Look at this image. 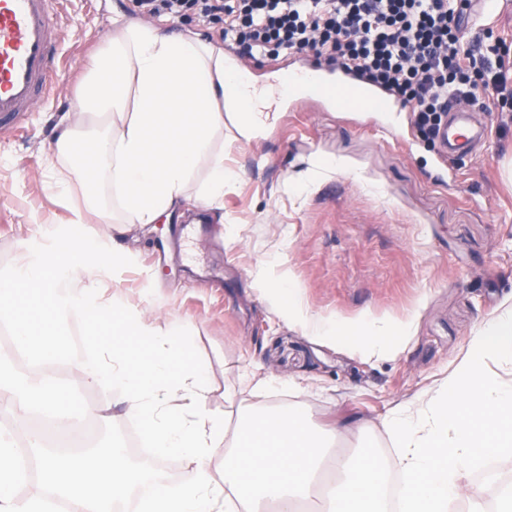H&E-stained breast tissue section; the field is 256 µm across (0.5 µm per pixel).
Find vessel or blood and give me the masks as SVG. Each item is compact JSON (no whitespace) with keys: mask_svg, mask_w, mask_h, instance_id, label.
<instances>
[{"mask_svg":"<svg viewBox=\"0 0 512 512\" xmlns=\"http://www.w3.org/2000/svg\"><path fill=\"white\" fill-rule=\"evenodd\" d=\"M60 0H0V129H17L26 112L47 103L54 95L60 63L58 31L54 25ZM327 96L348 87L343 69L326 73L316 68L306 73ZM353 110L401 111L400 103L377 89H360ZM488 128L476 124L466 106L453 108L437 135V146L455 158L472 141L487 138Z\"/></svg>","mask_w":512,"mask_h":512,"instance_id":"1","label":"vessel or blood"}]
</instances>
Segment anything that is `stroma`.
Masks as SVG:
<instances>
[{"mask_svg": "<svg viewBox=\"0 0 512 512\" xmlns=\"http://www.w3.org/2000/svg\"><path fill=\"white\" fill-rule=\"evenodd\" d=\"M139 19L131 0H64L58 34L57 94L25 117V132H0V269L22 251L42 250L67 227L87 185L69 197L45 182L48 155L78 90L82 62L112 33V17ZM279 112L264 136L246 140L224 125V214L134 225L104 241L130 255L112 273V292L133 312L152 309L157 327L173 315L191 326L198 363L208 373V407L234 427L240 409L300 407L313 427L360 425L366 444L391 457L383 427L453 371L482 324L512 297V112H490L486 142L437 170V147L418 134L411 113L339 112L312 102ZM289 277L302 306L320 318L412 319L398 355L367 360L356 349L307 335L274 312L268 290ZM44 373L72 388L79 408L106 422L102 446L125 443L133 416L118 395L71 384L66 360ZM276 386L256 396L258 378Z\"/></svg>", "mask_w": 512, "mask_h": 512, "instance_id": "1", "label": "stroma"}]
</instances>
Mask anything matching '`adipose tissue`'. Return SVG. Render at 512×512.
<instances>
[{"instance_id": "obj_1", "label": "adipose tissue", "mask_w": 512, "mask_h": 512, "mask_svg": "<svg viewBox=\"0 0 512 512\" xmlns=\"http://www.w3.org/2000/svg\"><path fill=\"white\" fill-rule=\"evenodd\" d=\"M112 24L104 47L86 61L85 82L56 136L54 155L69 173L49 174L47 189L67 195L79 178L92 188L86 207L103 224H154L189 198L223 214L224 122L232 120L247 139L260 138L276 84L257 85L195 34H167L120 15ZM65 277L78 291L62 285ZM109 279V251L89 234L65 257L25 254L0 271V318L39 364L60 355L56 321H85L94 354L73 361L76 379L121 388L126 412L140 419L156 452L182 454L189 471L172 483L135 466L124 448L64 451L48 447L37 430L29 451L42 491L21 500L15 487L26 473L0 435V512H47L55 497L71 512H112L114 502L144 487L141 512H298V504L313 500L319 512H389L385 462L367 449L353 456L343 449L352 428L326 435L301 408L257 407L226 433L223 416L207 406V378L191 357L185 323L169 318L166 331L156 333L151 313L128 312L112 297ZM272 303L310 334L369 357L395 355L413 329L408 318L351 327L319 322L291 288ZM494 357L512 362V305L478 329L447 382L385 419L394 464L412 487L402 512H448L453 500L466 512H485L465 471L512 453V387L487 374ZM66 401L58 384L17 372L0 357L1 408L49 418L64 413ZM219 452L220 473L211 467Z\"/></svg>"}]
</instances>
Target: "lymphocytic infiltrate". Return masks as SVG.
Listing matches in <instances>:
<instances>
[{
  "mask_svg": "<svg viewBox=\"0 0 512 512\" xmlns=\"http://www.w3.org/2000/svg\"><path fill=\"white\" fill-rule=\"evenodd\" d=\"M145 16L222 25L247 56L311 53L409 105L433 139L455 104L512 108V62L478 53L457 25L471 0H134Z\"/></svg>",
  "mask_w": 512,
  "mask_h": 512,
  "instance_id": "f902f5d3",
  "label": "lymphocytic infiltrate"
}]
</instances>
